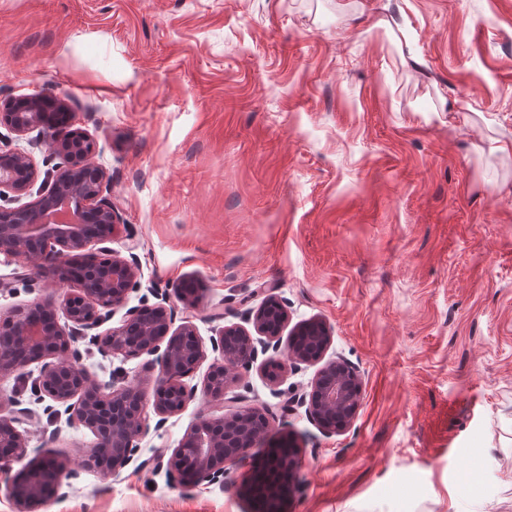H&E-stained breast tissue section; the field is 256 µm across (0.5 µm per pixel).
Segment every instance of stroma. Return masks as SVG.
Listing matches in <instances>:
<instances>
[{"instance_id": "obj_1", "label": "stroma", "mask_w": 512, "mask_h": 512, "mask_svg": "<svg viewBox=\"0 0 512 512\" xmlns=\"http://www.w3.org/2000/svg\"><path fill=\"white\" fill-rule=\"evenodd\" d=\"M384 2L0 0V100L72 101L133 230L138 297L166 294L202 342L271 296L331 327L362 405L334 435L296 408L257 444L298 439L286 512H512V0H400L404 33ZM62 289L0 255L1 314ZM79 346L99 381L153 394L148 356ZM37 376L0 396L34 413L29 456L78 462L95 437L47 411ZM214 410L197 394L140 459ZM248 473L86 470L32 512H252Z\"/></svg>"}]
</instances>
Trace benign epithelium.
Wrapping results in <instances>:
<instances>
[{
  "label": "benign epithelium",
  "mask_w": 512,
  "mask_h": 512,
  "mask_svg": "<svg viewBox=\"0 0 512 512\" xmlns=\"http://www.w3.org/2000/svg\"><path fill=\"white\" fill-rule=\"evenodd\" d=\"M51 109L72 117L71 102L52 95L14 97L0 105L12 133L22 138L35 131L37 136L29 144L45 142L50 154L62 158V163L42 173L27 151L0 148V199L8 202L0 206V255L21 259L45 277L53 278L64 269L75 271L77 277L67 280L74 288L58 299L37 298L0 318V334L11 336L26 354L21 364L0 356V380L40 364L34 393L41 401L47 397L63 406L70 423L88 429L95 443L76 465L55 457L31 462L25 479L7 487L15 512H28L32 502L45 500L48 486L63 478L76 479L81 471L92 468L116 475L138 460L141 442L150 429H160L196 396L197 386L186 381L189 371L183 367L184 357L193 353L196 366L205 357L196 326L190 320L174 326L176 315L165 303L150 305L143 300L128 306L130 294L138 287L135 244L127 245L128 255L114 252L105 261L85 253L95 240L124 232L131 241L132 235L112 206L106 170L92 159L93 142L88 137L75 142L65 128L53 126ZM33 194L34 200L11 206ZM117 308L126 309L122 324L104 334L93 333ZM59 311L66 319L64 325L58 320ZM288 322V308L280 302L275 316H266L261 308L250 311L245 324L225 325L211 336L212 351L220 354V360L210 365L203 393L224 413L205 416L185 431L167 462L170 482L188 487L224 485L226 466L245 460L269 430L271 419L296 406L306 407L327 434L339 433L353 422L361 406L363 383L357 369L343 358L325 359L332 344L330 326L320 318L304 320L285 339ZM86 338L104 357L155 356L161 382L154 401L148 402L140 382L128 381L116 372L110 383L93 378L81 364L78 343ZM283 353L287 360L281 362L280 374L266 377L280 402L258 407L244 393L227 396L228 389L239 385L255 363L264 372ZM318 363L321 367L308 391L290 396L277 389L288 367ZM4 406L0 400L1 473L9 472L28 448L26 436L16 427L21 418L4 414ZM150 407L158 416L153 427ZM286 447L292 453L279 466L286 479L268 487L271 512H284L294 489L298 445L290 440Z\"/></svg>",
  "instance_id": "1"
}]
</instances>
